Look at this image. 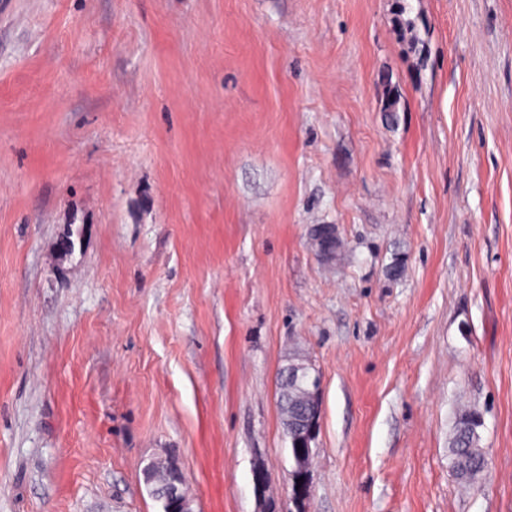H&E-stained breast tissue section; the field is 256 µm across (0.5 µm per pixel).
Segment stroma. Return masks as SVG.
Segmentation results:
<instances>
[{"instance_id":"1","label":"stroma","mask_w":512,"mask_h":512,"mask_svg":"<svg viewBox=\"0 0 512 512\" xmlns=\"http://www.w3.org/2000/svg\"><path fill=\"white\" fill-rule=\"evenodd\" d=\"M293 357L309 512H512V0H0V512H292ZM283 378L284 373L282 368L279 378V407L283 420H290L297 414H310L311 412H317V414L320 415V399L318 402H312V400L318 399L319 389H315V392L312 393L310 397L309 388L302 383L299 389L289 392L288 396H285L282 394ZM483 425V416L479 411L462 410L454 422L448 448L452 475L469 486L481 485L489 470L487 451L480 433ZM169 463H174L172 460H164L163 464L160 468L156 469L153 473L146 476V482L150 485V494L152 498H154L157 502H160L162 505V512H183L184 511H192L191 501L186 493L182 489V500L177 503H169L165 496V486L169 481V472L167 465Z\"/></svg>"}]
</instances>
